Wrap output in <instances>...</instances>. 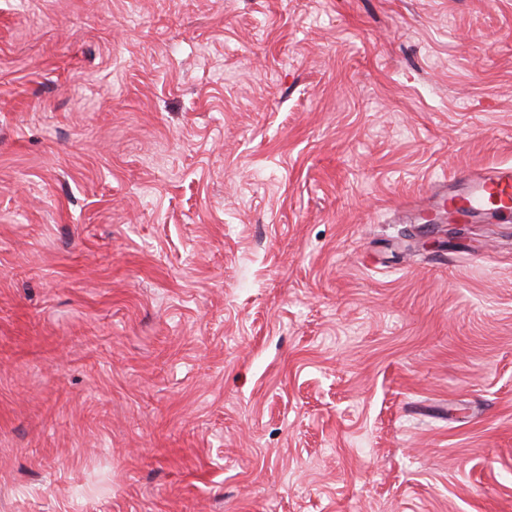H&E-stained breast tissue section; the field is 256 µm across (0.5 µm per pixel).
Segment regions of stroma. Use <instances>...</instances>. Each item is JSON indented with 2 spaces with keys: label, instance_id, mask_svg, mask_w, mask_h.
Segmentation results:
<instances>
[{
  "label": "stroma",
  "instance_id": "stroma-1",
  "mask_svg": "<svg viewBox=\"0 0 512 512\" xmlns=\"http://www.w3.org/2000/svg\"><path fill=\"white\" fill-rule=\"evenodd\" d=\"M512 0H0V512H512ZM490 200L496 203L499 213L512 211V170L504 168L482 176H474L468 194L463 198L461 209L463 213L482 211Z\"/></svg>",
  "mask_w": 512,
  "mask_h": 512
}]
</instances>
